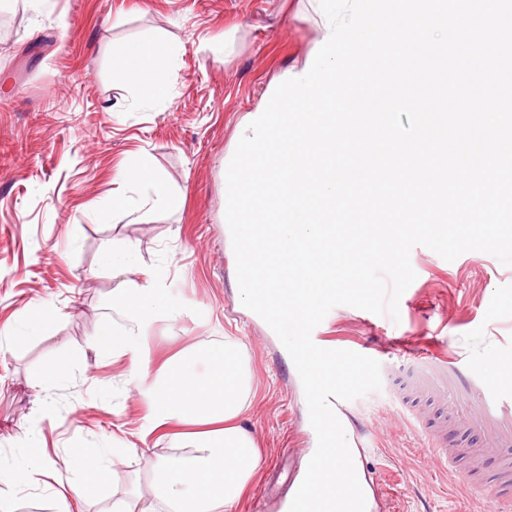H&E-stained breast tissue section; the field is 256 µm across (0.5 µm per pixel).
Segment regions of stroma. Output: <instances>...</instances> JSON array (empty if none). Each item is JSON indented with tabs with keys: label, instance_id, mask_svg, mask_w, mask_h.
I'll return each mask as SVG.
<instances>
[{
	"label": "stroma",
	"instance_id": "obj_1",
	"mask_svg": "<svg viewBox=\"0 0 512 512\" xmlns=\"http://www.w3.org/2000/svg\"><path fill=\"white\" fill-rule=\"evenodd\" d=\"M15 27L0 41V500L10 512H112L136 493L155 496L152 465L173 456L178 424L151 427L138 392L144 376L128 358L100 352L101 334L127 327L112 308L126 281L157 285L176 309L149 328L150 370L187 349L230 338L243 344L253 376L243 423L259 440L260 467L233 512H281L293 426L309 428L295 365L266 322L242 305L224 222V163L237 130L270 86L301 67L320 36L309 0H0ZM163 38L179 49L163 101L128 82L117 46ZM147 157L185 196L166 210L150 190L118 176ZM134 200L128 216L100 222L113 196ZM137 246L140 273L103 262L107 249ZM417 277L399 316L338 306L314 330L368 350L381 365L379 391L343 404L348 435L374 434L365 465L389 473L390 512H488L481 497L425 458V440L401 413L393 379L408 372L403 337L462 351L474 366L512 336V266L467 252L446 261L417 246ZM57 311L54 336L27 333L36 308ZM62 361L65 374L50 377ZM51 459L46 471L16 474L31 436ZM95 448L119 479L93 501L60 500L82 469L72 449Z\"/></svg>",
	"mask_w": 512,
	"mask_h": 512
}]
</instances>
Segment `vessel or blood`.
Here are the masks:
<instances>
[{
  "instance_id": "b4317fda",
  "label": "vessel or blood",
  "mask_w": 512,
  "mask_h": 512,
  "mask_svg": "<svg viewBox=\"0 0 512 512\" xmlns=\"http://www.w3.org/2000/svg\"><path fill=\"white\" fill-rule=\"evenodd\" d=\"M409 358L413 377L441 412L434 426L416 415L412 400L402 402L427 442L430 465L487 498L490 512H512V383L480 372L457 351L421 347ZM362 485L366 512H380L388 499L381 478L363 471Z\"/></svg>"
}]
</instances>
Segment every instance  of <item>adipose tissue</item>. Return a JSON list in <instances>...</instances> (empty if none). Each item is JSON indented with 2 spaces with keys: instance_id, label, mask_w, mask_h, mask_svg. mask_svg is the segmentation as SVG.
Masks as SVG:
<instances>
[{
  "instance_id": "obj_1",
  "label": "adipose tissue",
  "mask_w": 512,
  "mask_h": 512,
  "mask_svg": "<svg viewBox=\"0 0 512 512\" xmlns=\"http://www.w3.org/2000/svg\"><path fill=\"white\" fill-rule=\"evenodd\" d=\"M123 73L146 96L162 95L168 65L178 56L176 46L164 40L125 45L117 50ZM125 181L148 185L152 200L176 211L182 196L169 190L147 158L122 170ZM129 323L120 334H104L99 349L116 357L129 358L135 368L150 362L148 339L143 328L161 314H172L159 289L133 286L113 297ZM196 353L182 351L160 365L151 384L140 393L150 408L153 426L170 422L200 425L185 451L172 460L156 463V503L143 512H233L244 490L253 481L260 463L254 435L243 418L251 405L252 376L244 348L233 340L214 346L207 356L209 370L198 376L192 365ZM83 478L73 492L84 500L96 497L100 486L116 480L117 472L101 465L91 449L77 456Z\"/></svg>"
}]
</instances>
